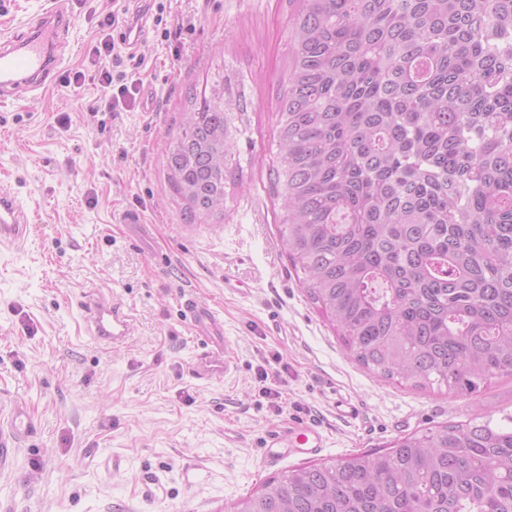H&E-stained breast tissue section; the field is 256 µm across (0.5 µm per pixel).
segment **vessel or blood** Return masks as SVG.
<instances>
[{"instance_id": "obj_1", "label": "vessel or blood", "mask_w": 512, "mask_h": 512, "mask_svg": "<svg viewBox=\"0 0 512 512\" xmlns=\"http://www.w3.org/2000/svg\"><path fill=\"white\" fill-rule=\"evenodd\" d=\"M66 3L67 0H53L51 7L27 22L24 33L0 36V100L28 93L36 95L58 81L71 24ZM26 224L17 196L0 187V244L23 237ZM183 307L185 319L203 342L192 364L194 376L210 381L223 379L230 369L223 320L208 304L192 295L184 299ZM79 308L90 337L106 345L125 343L131 330V315L121 300L107 296L101 287L92 286L83 289ZM32 431L30 407L13 403L6 423H0V467L8 462L18 442ZM325 443V436L316 426L298 423L269 431L264 442L265 456H313Z\"/></svg>"}]
</instances>
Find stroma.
Returning <instances> with one entry per match:
<instances>
[{
	"mask_svg": "<svg viewBox=\"0 0 512 512\" xmlns=\"http://www.w3.org/2000/svg\"><path fill=\"white\" fill-rule=\"evenodd\" d=\"M140 13V46L105 65L140 79L103 107L88 50L112 0H70L64 70L86 75L38 100L0 103V185L20 198L24 238L0 247V403L26 402L31 438L0 469V512H235L305 458L265 461L272 429L318 426L314 463L389 448L399 437L512 415V377L470 396L385 381L345 351L283 251L269 191L276 92L287 71V0H123ZM242 79L243 184L225 216L190 222L167 183L165 154L190 89L216 69ZM150 237H130L124 212ZM103 286L132 311L126 344L78 334L82 287ZM224 321L234 363L222 381L192 374L200 346L181 298ZM280 392L272 403L266 389ZM357 409L336 413L337 398ZM154 473V496L139 477Z\"/></svg>",
	"mask_w": 512,
	"mask_h": 512,
	"instance_id": "35a3bbf8",
	"label": "stroma"
}]
</instances>
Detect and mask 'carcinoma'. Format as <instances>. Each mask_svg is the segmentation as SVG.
<instances>
[{"label": "carcinoma", "mask_w": 512, "mask_h": 512, "mask_svg": "<svg viewBox=\"0 0 512 512\" xmlns=\"http://www.w3.org/2000/svg\"><path fill=\"white\" fill-rule=\"evenodd\" d=\"M270 191L282 248L356 361L467 396L512 376V0H288ZM246 111L219 72L166 150L224 214ZM237 512H512V427L477 415L296 467Z\"/></svg>", "instance_id": "carcinoma-1"}]
</instances>
